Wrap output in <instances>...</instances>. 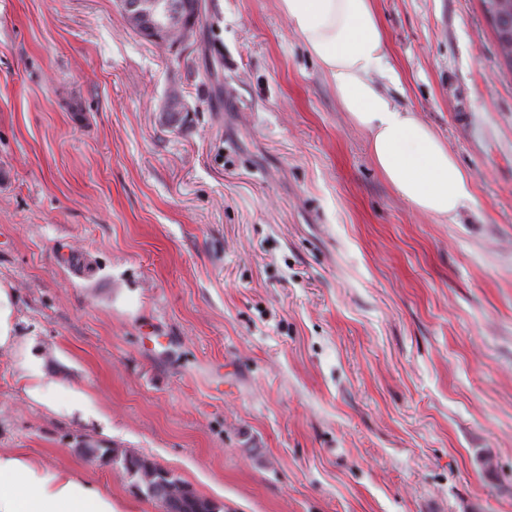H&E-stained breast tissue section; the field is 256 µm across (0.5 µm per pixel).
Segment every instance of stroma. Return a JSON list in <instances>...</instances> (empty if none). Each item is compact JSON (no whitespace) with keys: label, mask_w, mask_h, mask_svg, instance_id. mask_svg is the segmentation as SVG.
I'll list each match as a JSON object with an SVG mask.
<instances>
[{"label":"stroma","mask_w":512,"mask_h":512,"mask_svg":"<svg viewBox=\"0 0 512 512\" xmlns=\"http://www.w3.org/2000/svg\"><path fill=\"white\" fill-rule=\"evenodd\" d=\"M376 8V82L471 180L454 221L381 176L279 0H206L178 59L114 0H0V454L119 512L163 508L93 449L222 512H512V73L481 0Z\"/></svg>","instance_id":"35a3bbf8"}]
</instances>
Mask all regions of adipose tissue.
<instances>
[{"label":"adipose tissue","mask_w":512,"mask_h":512,"mask_svg":"<svg viewBox=\"0 0 512 512\" xmlns=\"http://www.w3.org/2000/svg\"><path fill=\"white\" fill-rule=\"evenodd\" d=\"M319 61L352 123L368 136L381 176L415 211L453 218L472 187L443 141L414 111L382 91L372 73L385 57L375 0H279ZM0 512H116L110 495L67 470L0 454Z\"/></svg>","instance_id":"1"}]
</instances>
